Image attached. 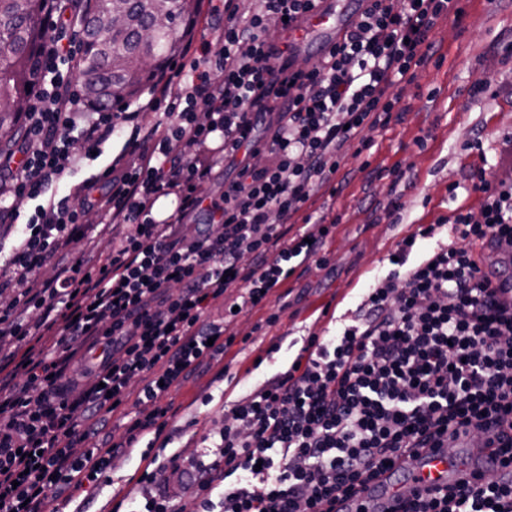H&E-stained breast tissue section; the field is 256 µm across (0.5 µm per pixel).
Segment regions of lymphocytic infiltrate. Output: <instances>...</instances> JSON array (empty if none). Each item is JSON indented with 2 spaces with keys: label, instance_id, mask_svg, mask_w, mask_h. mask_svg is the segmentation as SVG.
<instances>
[{
  "label": "lymphocytic infiltrate",
  "instance_id": "obj_1",
  "mask_svg": "<svg viewBox=\"0 0 512 512\" xmlns=\"http://www.w3.org/2000/svg\"><path fill=\"white\" fill-rule=\"evenodd\" d=\"M313 6L211 5L149 99L113 108L83 105L62 35L43 45L18 148L0 153V296L10 298L0 308V512L94 499L112 483L114 457L162 435L169 390L233 346L223 323L208 321L210 301L233 291L257 307L297 267L322 263L334 224L315 213L316 197L347 144L369 147L388 125L391 88L413 81L432 30L460 13L457 0H366L343 41L301 66L270 31L292 29ZM144 112L157 116L147 127ZM122 124L132 127L127 149L59 195L79 163L74 143L99 151ZM229 160L237 175L213 201L214 170ZM101 179L109 189L94 194ZM471 180L479 210L455 209L447 242L419 259L417 242L439 225L399 241L355 324L309 337L284 370L234 401L202 457L141 454L129 512H186L190 502L197 512H336L396 463L447 447L461 426L512 468V307L480 274L486 248L512 254V167ZM200 211L210 232L179 237L177 224ZM91 213L121 234L94 261L61 264ZM298 223L317 225V236L294 232ZM47 265L54 276L39 280ZM77 355L93 379L76 394L63 377ZM122 408L124 440L86 446L89 430ZM399 512H512V480L489 468Z\"/></svg>",
  "mask_w": 512,
  "mask_h": 512
}]
</instances>
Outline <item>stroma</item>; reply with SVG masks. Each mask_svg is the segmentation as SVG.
<instances>
[{
    "mask_svg": "<svg viewBox=\"0 0 512 512\" xmlns=\"http://www.w3.org/2000/svg\"><path fill=\"white\" fill-rule=\"evenodd\" d=\"M457 20L431 33L434 54L399 89L390 123L373 133L372 148L350 151L334 184L336 196L319 204L338 223L324 248L327 263L297 269L288 297L271 295L264 307L229 328L232 355L198 370L165 399L171 449L193 453L220 426L224 405L283 370L307 337L353 324L371 284L390 270L389 254L419 225L478 210L482 195L469 175L508 166L512 136V0H459ZM485 91L476 94V83ZM274 325H266L269 315ZM281 349L270 353L272 343ZM138 458L117 455L112 484L94 506H115L134 488Z\"/></svg>",
    "mask_w": 512,
    "mask_h": 512,
    "instance_id": "stroma-1",
    "label": "stroma"
}]
</instances>
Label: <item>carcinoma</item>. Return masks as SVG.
<instances>
[{
    "instance_id": "carcinoma-1",
    "label": "carcinoma",
    "mask_w": 512,
    "mask_h": 512,
    "mask_svg": "<svg viewBox=\"0 0 512 512\" xmlns=\"http://www.w3.org/2000/svg\"><path fill=\"white\" fill-rule=\"evenodd\" d=\"M49 0H0V150L15 145L23 112L37 87ZM201 0H68L80 27L75 72L93 108L137 95L182 51Z\"/></svg>"
}]
</instances>
